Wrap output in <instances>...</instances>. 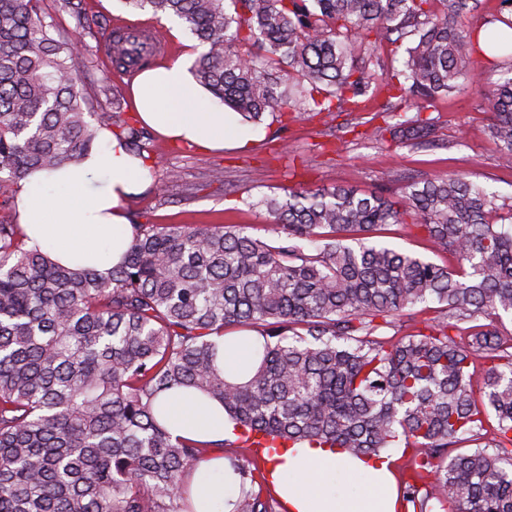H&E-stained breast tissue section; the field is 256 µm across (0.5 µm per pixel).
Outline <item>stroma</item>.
I'll return each instance as SVG.
<instances>
[{"instance_id":"obj_1","label":"stroma","mask_w":512,"mask_h":512,"mask_svg":"<svg viewBox=\"0 0 512 512\" xmlns=\"http://www.w3.org/2000/svg\"><path fill=\"white\" fill-rule=\"evenodd\" d=\"M84 5L90 16L106 20L112 32L130 26L162 30L168 50L154 57L155 65H189L200 52L182 26L161 22L151 12L127 11L119 0H85ZM105 41L102 35L85 37L86 47L75 60L76 73L95 111L108 112L116 106L124 116L134 117L133 80L102 54ZM480 87L436 101L429 110L436 121L435 140L419 148L363 138V131L397 121L394 115L370 108L342 114L336 121L309 112L265 116L246 150L206 153L154 137L157 173L173 169L178 177L168 182L165 199L147 191L133 196L126 205L129 219L137 224H233L272 240L276 233L271 220L257 205L263 196L351 186L396 200L407 180L453 174L484 188L497 204L511 205L512 169L501 166L488 137L491 114ZM376 240L440 265L457 264L452 254L433 253L423 232L410 223L383 226Z\"/></svg>"}]
</instances>
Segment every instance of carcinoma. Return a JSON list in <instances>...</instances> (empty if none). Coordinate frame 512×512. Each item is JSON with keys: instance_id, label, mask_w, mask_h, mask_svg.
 Segmentation results:
<instances>
[{"instance_id": "carcinoma-1", "label": "carcinoma", "mask_w": 512, "mask_h": 512, "mask_svg": "<svg viewBox=\"0 0 512 512\" xmlns=\"http://www.w3.org/2000/svg\"><path fill=\"white\" fill-rule=\"evenodd\" d=\"M54 2L92 33L84 0ZM120 2L196 37L197 82L244 120L297 106L334 118L382 93L378 111L416 113L390 129L396 146L426 145L422 113L500 60L496 35L458 25L479 0H230L231 13L225 0ZM491 23L512 30V0ZM409 37L387 65L384 50ZM77 54L40 0H0V208L30 171L81 164L103 128L150 159L143 129L90 111ZM482 96L512 168V67ZM258 206L274 241L238 225L133 224L106 272L60 265L0 219V512H195L187 479L226 445L236 512H276L247 465L251 434L269 453L413 448L404 512H512V338L495 327L512 316V207L459 175L408 181L399 202L336 187ZM406 216L458 268L370 242ZM427 301L438 315L425 328L380 334ZM228 326L258 333L243 382L217 366ZM182 388L220 400L237 439L172 436L155 402Z\"/></svg>"}]
</instances>
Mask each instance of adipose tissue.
<instances>
[{
	"instance_id": "1",
	"label": "adipose tissue",
	"mask_w": 512,
	"mask_h": 512,
	"mask_svg": "<svg viewBox=\"0 0 512 512\" xmlns=\"http://www.w3.org/2000/svg\"><path fill=\"white\" fill-rule=\"evenodd\" d=\"M142 124L172 142H187L210 152L248 147L251 137L222 106L209 99L186 66L143 70L132 86ZM99 149L80 167L35 170L16 201L27 245L71 267L105 271L126 252L131 227L126 204L149 184L143 159L123 139L100 130ZM163 421L173 435L216 443L232 435L223 405L185 390L159 401ZM270 479L289 512H400L396 475L383 457H355L337 448H291L281 452ZM339 471L366 481L364 493L351 495L326 485V474ZM239 476L214 447L189 480L196 512H234Z\"/></svg>"
}]
</instances>
